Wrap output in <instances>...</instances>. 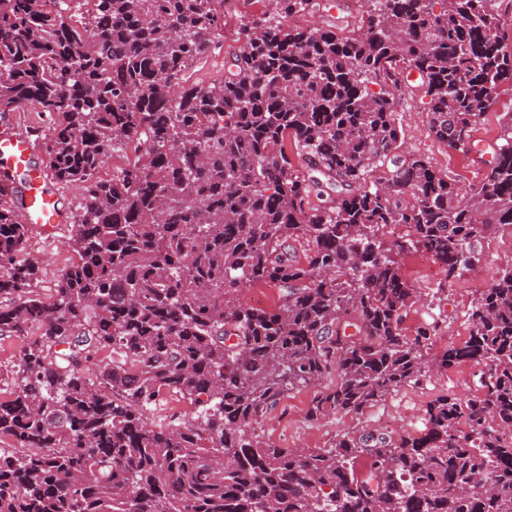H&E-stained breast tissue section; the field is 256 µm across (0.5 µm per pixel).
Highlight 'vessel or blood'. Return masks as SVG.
Returning <instances> with one entry per match:
<instances>
[{
  "label": "vessel or blood",
  "mask_w": 512,
  "mask_h": 512,
  "mask_svg": "<svg viewBox=\"0 0 512 512\" xmlns=\"http://www.w3.org/2000/svg\"><path fill=\"white\" fill-rule=\"evenodd\" d=\"M33 142L26 136L0 131V194L12 196L23 190L25 215L44 235H53L66 221L50 171L31 164Z\"/></svg>",
  "instance_id": "1"
}]
</instances>
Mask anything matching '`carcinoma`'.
Here are the masks:
<instances>
[{
	"mask_svg": "<svg viewBox=\"0 0 512 512\" xmlns=\"http://www.w3.org/2000/svg\"><path fill=\"white\" fill-rule=\"evenodd\" d=\"M268 2L199 87L184 76L224 0H0V114L49 113L53 179L83 187L49 302L29 225L0 204V335L38 331L0 401L19 448H0V512H512V265L474 300L468 340L431 355L436 327L404 333L418 296L400 261L426 253L451 285L512 231V116L465 193L395 155L407 72L429 135L469 152L512 87L507 14L368 0L336 32L288 25L312 0ZM324 184L337 196L310 205ZM267 284L275 307L245 303ZM461 363L480 367L476 391L431 400L418 435L298 449L250 434L294 390L316 388L318 421ZM171 393L191 416L150 421Z\"/></svg>",
	"mask_w": 512,
	"mask_h": 512,
	"instance_id": "carcinoma-1",
	"label": "carcinoma"
}]
</instances>
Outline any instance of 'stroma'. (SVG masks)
I'll return each mask as SVG.
<instances>
[{
	"label": "stroma",
	"mask_w": 512,
	"mask_h": 512,
	"mask_svg": "<svg viewBox=\"0 0 512 512\" xmlns=\"http://www.w3.org/2000/svg\"><path fill=\"white\" fill-rule=\"evenodd\" d=\"M315 5L299 14L298 27L348 29L367 8L365 0H314ZM266 0H224V38L218 49L200 59L185 75L187 84L208 85L224 75V64L238 52V30L250 18L261 15ZM417 79H410L397 108L401 132L400 154L407 159L422 158L437 171L447 174L457 188L466 191L483 178L499 132V123L512 114V92L500 94L496 104L473 133L476 149L462 153L440 143L428 133L429 117ZM69 227L61 225L53 236H45L39 226H32L26 243V255L37 268L35 288L41 298L50 297L59 277L73 260L69 247ZM512 264V233L504 231L487 240L480 262L463 273L455 284H447L441 269L429 268L424 254L403 257V271L421 295L405 321L407 334H414L425 324L437 327L432 350L439 353L469 337V314L476 296L487 288L499 271ZM473 365H457L432 374L421 385L404 386L364 413H339L317 422L308 421L306 410L313 395L304 388L290 393L272 412L256 425L255 433L281 448H321L337 434L364 427L379 428L392 434H419L427 403L436 396L461 393L474 387Z\"/></svg>",
	"instance_id": "1"
}]
</instances>
